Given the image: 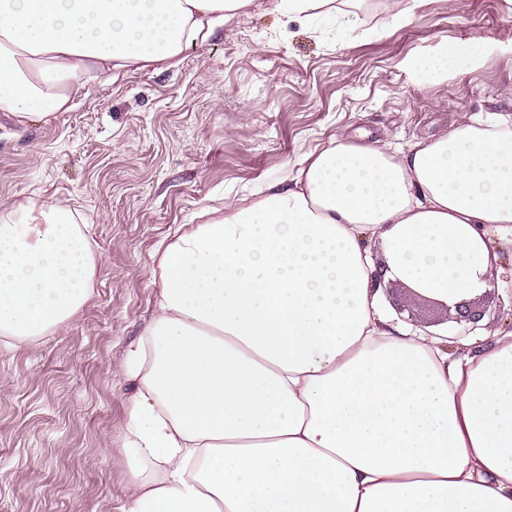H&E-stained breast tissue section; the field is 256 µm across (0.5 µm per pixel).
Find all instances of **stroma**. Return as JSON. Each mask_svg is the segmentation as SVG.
Masks as SVG:
<instances>
[{"label":"stroma","mask_w":512,"mask_h":512,"mask_svg":"<svg viewBox=\"0 0 512 512\" xmlns=\"http://www.w3.org/2000/svg\"><path fill=\"white\" fill-rule=\"evenodd\" d=\"M348 19L253 0L177 65L90 81L47 125L0 112V210L58 202L89 225L90 300L38 345L0 347V512H122L134 380L122 361L149 323L158 247L209 208L293 174L332 136L408 147L464 116L512 115V0H340ZM481 41L462 71L412 63ZM397 322L452 336L401 282Z\"/></svg>","instance_id":"1"}]
</instances>
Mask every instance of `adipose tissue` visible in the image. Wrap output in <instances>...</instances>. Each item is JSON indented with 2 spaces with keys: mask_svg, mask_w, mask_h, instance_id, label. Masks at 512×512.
I'll return each instance as SVG.
<instances>
[{
  "mask_svg": "<svg viewBox=\"0 0 512 512\" xmlns=\"http://www.w3.org/2000/svg\"><path fill=\"white\" fill-rule=\"evenodd\" d=\"M253 0H0V112L49 122L104 71L177 63ZM442 48L416 75L466 68ZM512 238V117L412 145L332 138L290 180L178 229L125 373L122 512H512V332L449 353L383 283L454 304ZM94 244L54 202L0 213V342L89 300Z\"/></svg>",
  "mask_w": 512,
  "mask_h": 512,
  "instance_id": "1",
  "label": "adipose tissue"
}]
</instances>
